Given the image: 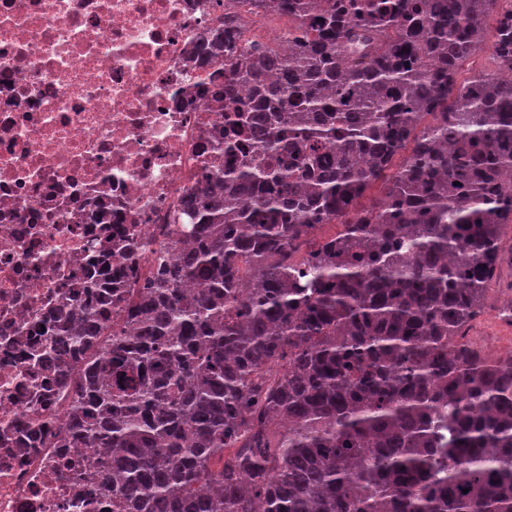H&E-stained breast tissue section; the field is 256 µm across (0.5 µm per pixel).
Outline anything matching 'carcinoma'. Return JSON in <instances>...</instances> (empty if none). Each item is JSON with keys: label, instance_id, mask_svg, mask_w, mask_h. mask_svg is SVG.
Segmentation results:
<instances>
[{"label": "carcinoma", "instance_id": "obj_1", "mask_svg": "<svg viewBox=\"0 0 512 512\" xmlns=\"http://www.w3.org/2000/svg\"><path fill=\"white\" fill-rule=\"evenodd\" d=\"M504 2L262 0L285 52L224 24L214 101L247 91L257 151L216 137L191 240L136 295L87 273L42 357L112 512H512V353L467 340L512 252Z\"/></svg>", "mask_w": 512, "mask_h": 512}]
</instances>
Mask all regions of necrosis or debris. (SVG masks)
Wrapping results in <instances>:
<instances>
[{
  "mask_svg": "<svg viewBox=\"0 0 512 512\" xmlns=\"http://www.w3.org/2000/svg\"><path fill=\"white\" fill-rule=\"evenodd\" d=\"M232 16L240 45L265 42L254 0H0V512H73L64 464L88 455L53 445L69 391L34 400L46 377L14 340L39 342L76 271L114 267L105 235L143 243L135 290L175 237L224 129V65L198 59Z\"/></svg>",
  "mask_w": 512,
  "mask_h": 512,
  "instance_id": "obj_1",
  "label": "necrosis or debris"
}]
</instances>
